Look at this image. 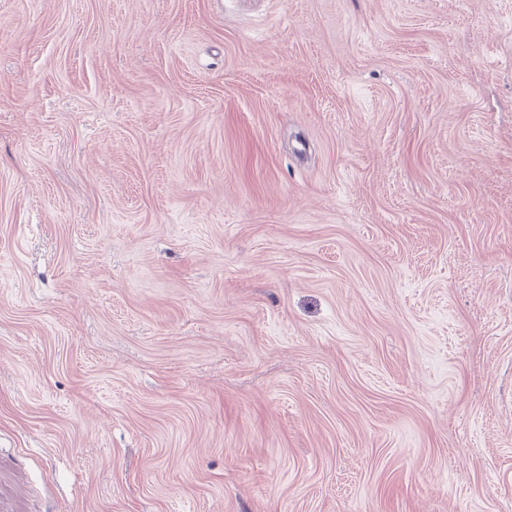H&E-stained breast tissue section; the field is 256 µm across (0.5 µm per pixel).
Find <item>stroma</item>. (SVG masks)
I'll return each mask as SVG.
<instances>
[{
    "mask_svg": "<svg viewBox=\"0 0 512 512\" xmlns=\"http://www.w3.org/2000/svg\"><path fill=\"white\" fill-rule=\"evenodd\" d=\"M0 0L7 512H512V0Z\"/></svg>",
    "mask_w": 512,
    "mask_h": 512,
    "instance_id": "1",
    "label": "stroma"
}]
</instances>
